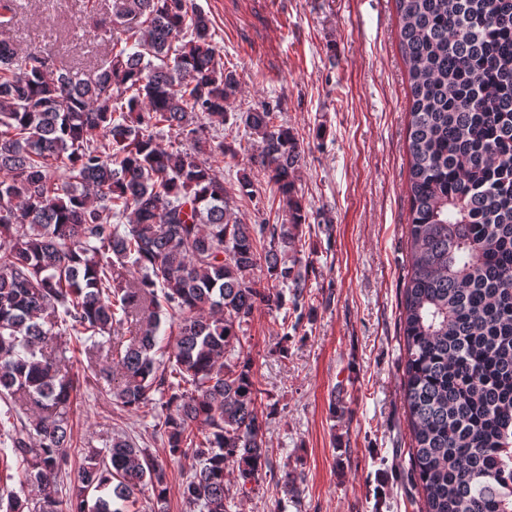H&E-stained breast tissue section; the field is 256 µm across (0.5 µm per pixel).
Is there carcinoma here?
<instances>
[{"label":"carcinoma","instance_id":"cac0c4a2","mask_svg":"<svg viewBox=\"0 0 512 512\" xmlns=\"http://www.w3.org/2000/svg\"><path fill=\"white\" fill-rule=\"evenodd\" d=\"M408 81L409 274L403 290L404 409L422 512H512V0H395ZM108 53L88 78L43 50L0 40V475L41 489L0 512H167L166 469L128 437L90 448L69 502L79 381L60 336L120 410L159 395L156 430L190 461L188 512H229L269 465L243 323L299 305L285 256L307 213L287 128L263 105L236 114L282 196L284 224L232 217L212 163L238 88L195 0H113ZM178 145L160 143L164 130ZM173 341L160 338L161 315ZM127 336L111 343L112 332ZM116 366L99 368V356Z\"/></svg>","mask_w":512,"mask_h":512}]
</instances>
